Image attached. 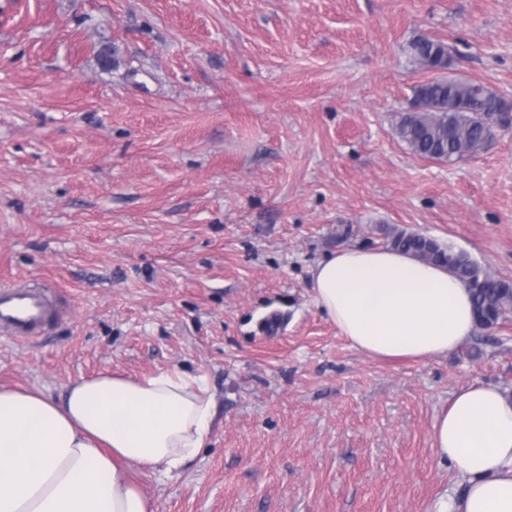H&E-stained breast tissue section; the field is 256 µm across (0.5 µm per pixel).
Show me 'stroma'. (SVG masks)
Returning a JSON list of instances; mask_svg holds the SVG:
<instances>
[{"instance_id": "stroma-1", "label": "stroma", "mask_w": 512, "mask_h": 512, "mask_svg": "<svg viewBox=\"0 0 512 512\" xmlns=\"http://www.w3.org/2000/svg\"><path fill=\"white\" fill-rule=\"evenodd\" d=\"M420 36L512 101V0H0V285L55 287L45 334H0V385L205 376V447L138 478L157 512H431L462 493L433 425L470 382L512 398V320L389 362L309 288L383 225L512 279V124L453 162L395 135L435 77L407 55Z\"/></svg>"}]
</instances>
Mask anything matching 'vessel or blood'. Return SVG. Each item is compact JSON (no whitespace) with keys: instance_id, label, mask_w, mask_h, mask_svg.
Listing matches in <instances>:
<instances>
[{"instance_id":"1","label":"vessel or blood","mask_w":512,"mask_h":512,"mask_svg":"<svg viewBox=\"0 0 512 512\" xmlns=\"http://www.w3.org/2000/svg\"><path fill=\"white\" fill-rule=\"evenodd\" d=\"M49 286L0 287V333L20 340L39 335L46 327L52 304Z\"/></svg>"}]
</instances>
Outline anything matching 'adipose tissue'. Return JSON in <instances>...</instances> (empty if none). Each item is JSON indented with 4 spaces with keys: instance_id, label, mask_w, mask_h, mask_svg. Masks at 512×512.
<instances>
[{
    "instance_id": "adipose-tissue-1",
    "label": "adipose tissue",
    "mask_w": 512,
    "mask_h": 512,
    "mask_svg": "<svg viewBox=\"0 0 512 512\" xmlns=\"http://www.w3.org/2000/svg\"><path fill=\"white\" fill-rule=\"evenodd\" d=\"M317 306L357 351L425 362L475 329L469 289L446 269L387 247H344L312 270ZM214 418L203 376L99 373L57 397L0 386V512H156L129 476L185 467ZM433 446L466 481L433 512H512V399L473 382L436 418Z\"/></svg>"
}]
</instances>
